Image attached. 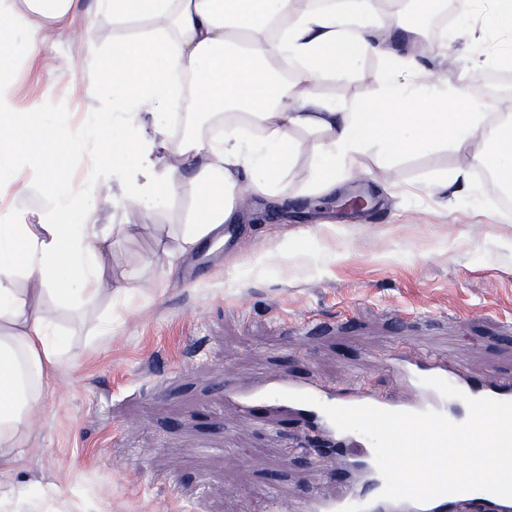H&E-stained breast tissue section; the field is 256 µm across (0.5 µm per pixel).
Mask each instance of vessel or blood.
I'll return each instance as SVG.
<instances>
[{"label": "vessel or blood", "instance_id": "b4317fda", "mask_svg": "<svg viewBox=\"0 0 512 512\" xmlns=\"http://www.w3.org/2000/svg\"><path fill=\"white\" fill-rule=\"evenodd\" d=\"M393 368L411 382L414 397L403 399L380 395L358 385L352 386L345 396L316 387L312 388L311 393L319 403L329 405L369 404L387 410L410 412L435 410L455 423L464 422L468 417L465 400L444 397L436 389L425 385V378H443L461 389L467 397L512 400V379L494 385L482 384L470 377L458 362L437 360L423 365L398 359ZM265 400L292 412L313 414L327 435L329 444L336 447L343 461L341 478L344 487L336 496L327 497L319 493L296 501L288 511L284 510L282 504L275 503L271 506V512H512V499L484 491L449 494L424 503L383 498L384 481L376 467L372 445L366 437L356 432L338 430L319 411V403L313 406L279 398L270 400L265 393L254 392L241 394L234 411L239 415L247 414L256 403Z\"/></svg>", "mask_w": 512, "mask_h": 512}]
</instances>
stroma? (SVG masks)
I'll use <instances>...</instances> for the list:
<instances>
[{
	"label": "stroma",
	"instance_id": "stroma-1",
	"mask_svg": "<svg viewBox=\"0 0 512 512\" xmlns=\"http://www.w3.org/2000/svg\"><path fill=\"white\" fill-rule=\"evenodd\" d=\"M490 4L458 6L445 54L412 48L438 67L451 90L488 70L489 49L512 39L488 27ZM91 27L94 48L72 36ZM125 28L81 0L69 28L27 56L0 48L24 109L16 141L25 144L45 113H96L112 127V97L88 99L114 37ZM487 53H480V46ZM393 57L363 56L321 83L320 93L351 104L375 94ZM463 158L448 142L388 162L368 154L346 191L364 186L369 211L341 210L336 194L301 196L307 159L288 180V210L251 207L230 225L222 251L204 244L166 277L150 232L112 246L108 271L129 294L101 302L84 320L60 316L69 351L57 390L24 442L17 472L0 474V512H266L265 489L283 504L322 490L338 462L297 452L316 431L256 407L224 409V389L265 386L277 374L301 385L365 387L404 395L391 369L397 352L455 358L473 373L512 377V222L492 211L496 197L479 173L470 193L442 197L432 185ZM43 169L82 180L86 158L68 141L44 147ZM265 253L266 265L253 256ZM154 259L151 287L141 263Z\"/></svg>",
	"mask_w": 512,
	"mask_h": 512
}]
</instances>
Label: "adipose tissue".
Returning a JSON list of instances; mask_svg holds the SVG:
<instances>
[{
  "label": "adipose tissue",
  "mask_w": 512,
  "mask_h": 512,
  "mask_svg": "<svg viewBox=\"0 0 512 512\" xmlns=\"http://www.w3.org/2000/svg\"><path fill=\"white\" fill-rule=\"evenodd\" d=\"M130 35L112 45L108 70L89 93L112 91V131L86 114L80 147L88 177L45 173L23 163L14 130L18 109L0 80V199L18 187L35 191L39 223L0 209V472L15 469L21 444L52 389L68 339L54 335L59 313L82 316L116 288L104 261L116 240L152 229L168 274L202 243L243 221L246 196L284 209L296 161L310 154L305 193L335 191L363 157L388 159L426 151L438 139L492 152L494 183L512 184V114L465 89L438 91V75L401 58L381 74L380 91L336 104L318 92L356 57L390 53L381 31L419 35L401 12L379 15L374 0H98ZM77 0H0V41L28 48L51 36ZM181 112L185 130L167 123ZM186 205L177 223L157 224L147 203ZM121 206L118 224L100 212ZM79 213L78 224L59 215Z\"/></svg>",
  "instance_id": "adipose-tissue-1"
}]
</instances>
